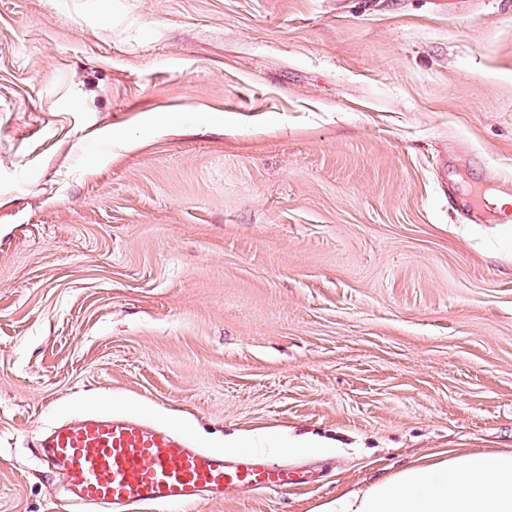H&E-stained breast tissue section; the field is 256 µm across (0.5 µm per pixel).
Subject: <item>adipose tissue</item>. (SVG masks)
<instances>
[{
    "mask_svg": "<svg viewBox=\"0 0 512 512\" xmlns=\"http://www.w3.org/2000/svg\"><path fill=\"white\" fill-rule=\"evenodd\" d=\"M317 512H512V452L431 456Z\"/></svg>",
    "mask_w": 512,
    "mask_h": 512,
    "instance_id": "adipose-tissue-1",
    "label": "adipose tissue"
}]
</instances>
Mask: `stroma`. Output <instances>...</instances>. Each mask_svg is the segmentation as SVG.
<instances>
[{"label":"stroma","instance_id":"stroma-1","mask_svg":"<svg viewBox=\"0 0 512 512\" xmlns=\"http://www.w3.org/2000/svg\"><path fill=\"white\" fill-rule=\"evenodd\" d=\"M507 179L502 0H0V512L104 407L298 471L192 512L512 451Z\"/></svg>","mask_w":512,"mask_h":512}]
</instances>
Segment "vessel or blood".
Wrapping results in <instances>:
<instances>
[{
    "instance_id": "obj_1",
    "label": "vessel or blood",
    "mask_w": 512,
    "mask_h": 512,
    "mask_svg": "<svg viewBox=\"0 0 512 512\" xmlns=\"http://www.w3.org/2000/svg\"><path fill=\"white\" fill-rule=\"evenodd\" d=\"M41 462L71 487L87 512H123L132 503L180 507L223 498L226 490L285 489L294 477L260 456L193 447L170 427L93 411L53 427Z\"/></svg>"
}]
</instances>
